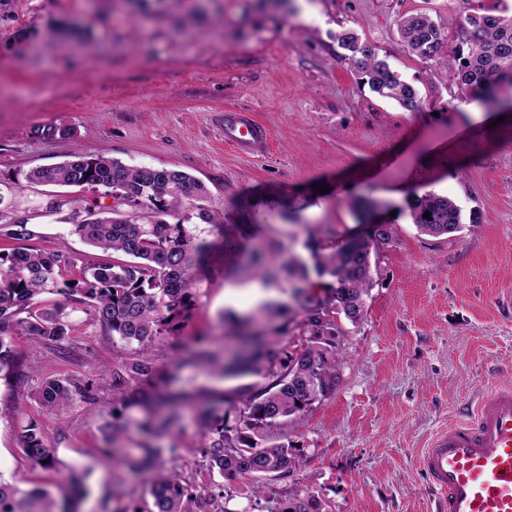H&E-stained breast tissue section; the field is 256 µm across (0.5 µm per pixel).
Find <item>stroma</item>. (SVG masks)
Segmentation results:
<instances>
[{
    "label": "stroma",
    "instance_id": "1",
    "mask_svg": "<svg viewBox=\"0 0 512 512\" xmlns=\"http://www.w3.org/2000/svg\"><path fill=\"white\" fill-rule=\"evenodd\" d=\"M512 0H0V174L51 165L70 154H104L131 166L176 168L197 177L224 233L241 248L284 243L309 259L307 227L331 250L363 232L355 204L377 203L391 242L372 261L373 288L358 325L344 324L335 391L284 432L299 449L285 477L224 484L226 512H266L272 499L314 496L324 512H444L420 468L441 430L467 418L483 395L512 385V112L492 124L491 108L466 101L448 71L461 35L456 12ZM425 12L445 26L439 56L410 52L405 16ZM354 32L376 47L421 100L403 110L365 85L337 36ZM251 114L269 132L251 153L224 144V115ZM55 125L69 136H31ZM326 193H319V185ZM52 189H3L5 202L40 215L33 248L106 260L59 215L43 214ZM435 192L461 210L460 232H420L409 198ZM232 256L214 261L185 328L156 342L172 389L198 401L206 392L258 384L178 366L195 336L232 346L220 315L254 314L260 302L292 304L288 290L258 299L226 279ZM69 357L14 332L18 353L0 377V478L29 490L67 493L70 470L85 476L76 512H102L109 493L144 505L140 477L100 455L112 417L106 366L134 358L137 345L105 334L84 310L70 312ZM69 374L91 380L95 398L49 408L37 381ZM56 448L58 471L32 466L21 448L28 421ZM176 469L193 484L214 480L192 420L173 431Z\"/></svg>",
    "mask_w": 512,
    "mask_h": 512
}]
</instances>
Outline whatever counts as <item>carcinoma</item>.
<instances>
[{"label": "carcinoma", "mask_w": 512, "mask_h": 512, "mask_svg": "<svg viewBox=\"0 0 512 512\" xmlns=\"http://www.w3.org/2000/svg\"><path fill=\"white\" fill-rule=\"evenodd\" d=\"M448 21L460 28L468 52L458 51L448 62L453 80L465 99L499 110H512V15L505 9L473 12ZM402 39L415 55H439L442 27L427 13L404 17ZM339 45L352 53L369 88L396 101L407 112L420 111L415 88L378 58L376 48L361 43L352 32L337 36ZM14 188L32 184L75 187L80 196L53 195L45 205L50 214L67 213L65 222L88 245L126 256L123 261L79 264L66 252L34 251L24 246L37 236L28 210L3 205L0 196V369L10 364L14 351L4 340L21 329L37 343L50 344L67 354L71 323L69 308L86 306L93 324L126 342L136 341L141 356L112 365V430L99 453L124 462L142 473L152 507L104 503L105 512H224V484L214 481L195 486L167 465L162 449H143L145 457L131 460L120 447L128 429L130 412L142 417L136 429L160 437L181 420L182 400L168 391L169 378L150 358L157 340L175 334L187 321L200 297L203 269L217 251L214 244L190 233L186 225L197 219L224 235V211L210 205L203 183L172 168L129 166L104 154H74L72 159L48 166L17 169L4 176ZM111 198L115 204L105 203ZM412 223L422 232L441 236L461 230L460 209L445 195L434 192L408 203ZM429 213L431 219L423 218ZM150 222H139V214ZM176 222H169V218ZM392 233L352 237L328 253L311 249L319 277L326 280L324 294L314 290L304 260L281 250L279 261L288 286L298 299L300 320L266 332L253 328V318L231 311L221 321L240 340L230 357L213 354L211 371L229 378L253 375L265 380L230 398L223 394L198 414L205 443L202 457L221 477L249 476L261 481L291 474L298 448L288 436L274 430L297 422L315 402L331 395L338 380L337 338L345 321L362 322L365 297L374 282L372 257L387 245ZM240 281L272 283L268 258L261 248L251 250L234 272ZM60 296L41 304L44 294ZM40 404L63 407L79 399H93V387L77 377L50 376L36 390ZM235 423L227 424L229 413ZM21 448L28 460L43 469L59 464L56 449L48 447L38 423L23 429ZM0 512H73L70 499L57 504L44 488L24 491L0 479ZM268 512H321L313 496L277 501Z\"/></svg>", "instance_id": "1"}]
</instances>
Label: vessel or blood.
I'll list each match as a JSON object with an SVG mask.
<instances>
[{
  "label": "vessel or blood",
  "instance_id": "1",
  "mask_svg": "<svg viewBox=\"0 0 512 512\" xmlns=\"http://www.w3.org/2000/svg\"><path fill=\"white\" fill-rule=\"evenodd\" d=\"M266 139L249 114H225L227 145L250 149ZM420 464L447 512H512V386L491 391L469 419L440 433Z\"/></svg>",
  "mask_w": 512,
  "mask_h": 512
}]
</instances>
